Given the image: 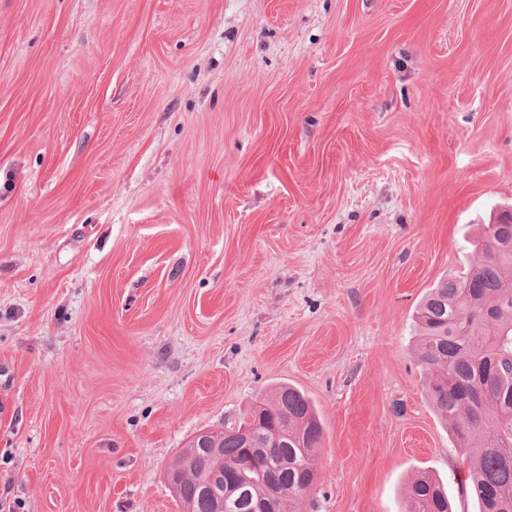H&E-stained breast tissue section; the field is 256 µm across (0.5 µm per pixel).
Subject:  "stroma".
Returning <instances> with one entry per match:
<instances>
[{
	"instance_id": "obj_1",
	"label": "stroma",
	"mask_w": 512,
	"mask_h": 512,
	"mask_svg": "<svg viewBox=\"0 0 512 512\" xmlns=\"http://www.w3.org/2000/svg\"><path fill=\"white\" fill-rule=\"evenodd\" d=\"M512 208V0H0V499L181 512L277 383L305 512H478L414 357ZM404 512H453L444 487L429 473L422 472L412 482Z\"/></svg>"
}]
</instances>
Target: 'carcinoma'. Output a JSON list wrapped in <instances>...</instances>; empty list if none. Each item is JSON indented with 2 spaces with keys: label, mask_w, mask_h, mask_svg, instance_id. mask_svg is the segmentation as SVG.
<instances>
[{
  "label": "carcinoma",
  "mask_w": 512,
  "mask_h": 512,
  "mask_svg": "<svg viewBox=\"0 0 512 512\" xmlns=\"http://www.w3.org/2000/svg\"><path fill=\"white\" fill-rule=\"evenodd\" d=\"M469 274L443 278L420 304L416 358L435 412L468 460L480 512H512V211L486 225ZM323 427L309 399L279 384L238 422L192 438L171 462L183 512H284L316 487ZM404 512H453L423 472Z\"/></svg>",
  "instance_id": "1"
}]
</instances>
